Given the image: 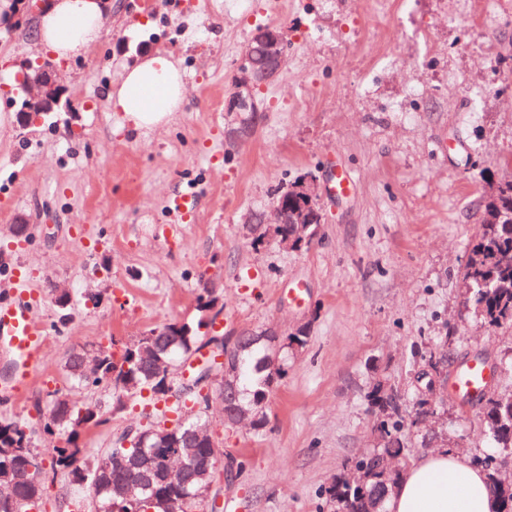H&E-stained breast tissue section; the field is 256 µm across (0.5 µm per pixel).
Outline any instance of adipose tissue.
I'll return each instance as SVG.
<instances>
[{
	"instance_id": "1",
	"label": "adipose tissue",
	"mask_w": 512,
	"mask_h": 512,
	"mask_svg": "<svg viewBox=\"0 0 512 512\" xmlns=\"http://www.w3.org/2000/svg\"><path fill=\"white\" fill-rule=\"evenodd\" d=\"M103 0H48L35 35L58 60L86 53L101 38ZM114 111L136 129L170 122L185 102L181 66L157 51L125 68L108 94ZM494 496L485 473L467 455L450 449L414 460L388 496L386 512H493Z\"/></svg>"
}]
</instances>
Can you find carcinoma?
<instances>
[{
	"label": "carcinoma",
	"mask_w": 512,
	"mask_h": 512,
	"mask_svg": "<svg viewBox=\"0 0 512 512\" xmlns=\"http://www.w3.org/2000/svg\"><path fill=\"white\" fill-rule=\"evenodd\" d=\"M505 211L504 224H482L472 243L462 271L464 284L472 286L468 303L484 324L493 328L512 329V186L501 199ZM214 307L224 309V296L203 284L196 296L198 318L194 323L169 322L152 328L125 347L120 359H115L111 348L95 353L77 352L68 356L64 369L66 384L46 396V420L43 431L57 435L63 445L53 448V472L71 476V482L87 493L89 502L98 512H169V502H180L178 512H214L216 505L205 500L206 486L214 492L223 488L220 472L224 471V449L220 442H191L187 428L166 426V413L182 417L191 415L190 422L204 424L208 420L205 398L197 384L203 368L190 367L188 380L195 384L186 388L177 381L172 384L171 405L147 418L137 426V432L154 433L150 447H130L102 450L88 456L81 441V432L89 431L106 422L103 415L77 399V392L102 383L112 382L117 372L133 384L134 390L154 391L156 373L142 363L141 352L155 351L164 360L177 365L198 358L207 364L217 352L205 357L200 350L209 345L204 329L210 327L206 319ZM270 352L269 347L252 333L236 337L230 354L239 364L237 400L231 403L246 410L261 408L274 383L284 373L286 355H281L275 371L260 368V362ZM370 398L376 409L378 432L382 445L378 450L355 461L349 470L363 473L352 479L347 474L336 477L326 489L334 512H384L389 492L398 484L404 469L406 452L403 430L404 415L397 396L382 384L374 386ZM483 404L485 427L499 448H512V391L494 396ZM179 441L187 471L184 482L164 484L161 476L172 448L171 440ZM35 457L31 446V432L23 423L0 424V512H37L42 506V462L27 469V461ZM473 463L488 475L497 507L494 512H512V487L503 486L500 466L502 461L492 455L472 457Z\"/></svg>",
	"instance_id": "carcinoma-1"
}]
</instances>
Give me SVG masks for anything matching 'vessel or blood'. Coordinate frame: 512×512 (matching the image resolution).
I'll use <instances>...</instances> for the list:
<instances>
[{
    "label": "vessel or blood",
    "mask_w": 512,
    "mask_h": 512,
    "mask_svg": "<svg viewBox=\"0 0 512 512\" xmlns=\"http://www.w3.org/2000/svg\"><path fill=\"white\" fill-rule=\"evenodd\" d=\"M29 300L17 296L0 302V339L8 341L18 352L25 368H33L39 358V348L45 340L44 331L30 315ZM487 371L483 364L470 363L460 377L450 384L452 391L477 394L484 387Z\"/></svg>",
    "instance_id": "1"
}]
</instances>
